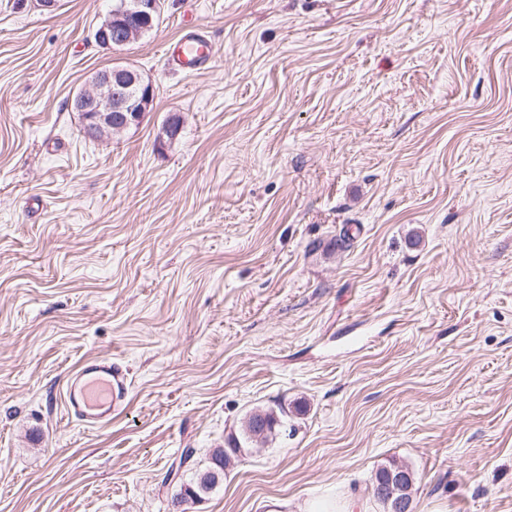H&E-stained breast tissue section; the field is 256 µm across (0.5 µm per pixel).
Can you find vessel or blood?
Segmentation results:
<instances>
[{
  "label": "vessel or blood",
  "instance_id": "b4317fda",
  "mask_svg": "<svg viewBox=\"0 0 512 512\" xmlns=\"http://www.w3.org/2000/svg\"><path fill=\"white\" fill-rule=\"evenodd\" d=\"M164 56L169 69L195 75L208 68L213 47L203 25L190 20L166 43ZM127 396L125 372L111 358L98 357L82 361L72 372L63 402L67 414L82 426L100 428L123 410Z\"/></svg>",
  "mask_w": 512,
  "mask_h": 512
}]
</instances>
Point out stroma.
<instances>
[{
	"label": "stroma",
	"instance_id": "obj_1",
	"mask_svg": "<svg viewBox=\"0 0 512 512\" xmlns=\"http://www.w3.org/2000/svg\"><path fill=\"white\" fill-rule=\"evenodd\" d=\"M111 8L0 0V512H383L394 463L413 512H512V0H165L121 51ZM120 62L153 107L89 139ZM97 356L129 393L88 430L58 393ZM185 27L165 44L164 56L168 68L185 74L203 72L213 59L211 41L201 23L187 17ZM140 88L133 101L128 89ZM155 97V87L138 70L114 66L94 74L89 82L73 93L69 107L76 112L82 133L93 140L107 141L112 135L137 125L149 112ZM286 421L267 411L252 413L245 422L243 433L248 441H265L276 430H280ZM241 448H217L214 449L211 455V464L212 466L205 471L203 474L206 475V479L200 482V477L202 474H197L195 478H193L186 485L184 498L188 497L190 499L196 500L197 498H203L206 494L210 493L218 483L220 475L224 473V467L230 460L229 453L239 452ZM388 469H392V465L379 468L374 476L384 475ZM410 482L411 471L404 466L394 465L393 469L389 471L388 477L375 482L372 490L376 495L385 498L388 504H391L392 512H411L413 483L407 486L405 494L411 499L403 495L405 493L403 488Z\"/></svg>",
	"mask_w": 512,
	"mask_h": 512
}]
</instances>
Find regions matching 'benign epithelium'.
Listing matches in <instances>:
<instances>
[{
  "mask_svg": "<svg viewBox=\"0 0 512 512\" xmlns=\"http://www.w3.org/2000/svg\"><path fill=\"white\" fill-rule=\"evenodd\" d=\"M160 0H123L119 11H111L94 33L96 43L109 50H120L159 24ZM155 97L152 81L138 70L114 66L94 74L89 82L69 99L78 116L82 133L93 140L107 141L140 122L150 111ZM411 482V471L393 466L386 479L372 486L373 492L391 504L392 512H411L412 500L404 496Z\"/></svg>",
  "mask_w": 512,
  "mask_h": 512,
  "instance_id": "1",
  "label": "benign epithelium"
}]
</instances>
